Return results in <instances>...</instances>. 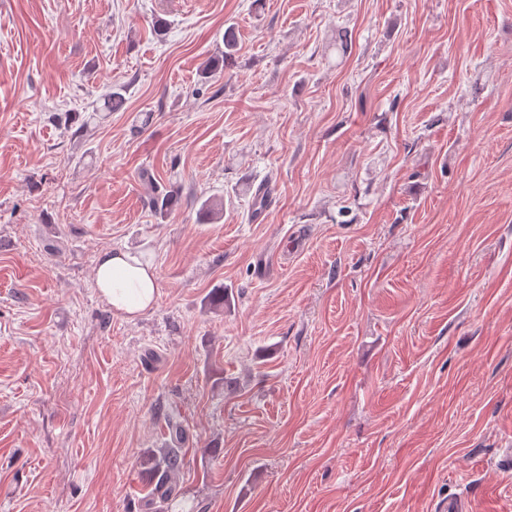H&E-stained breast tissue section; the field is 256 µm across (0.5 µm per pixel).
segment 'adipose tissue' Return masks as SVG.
<instances>
[{
  "label": "adipose tissue",
  "mask_w": 512,
  "mask_h": 512,
  "mask_svg": "<svg viewBox=\"0 0 512 512\" xmlns=\"http://www.w3.org/2000/svg\"><path fill=\"white\" fill-rule=\"evenodd\" d=\"M95 283L113 312L128 317L152 308L160 291L152 267L122 250L100 256Z\"/></svg>",
  "instance_id": "ef3b65f1"
}]
</instances>
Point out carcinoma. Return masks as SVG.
I'll return each mask as SVG.
<instances>
[{
	"label": "carcinoma",
	"instance_id": "cac0c4a2",
	"mask_svg": "<svg viewBox=\"0 0 512 512\" xmlns=\"http://www.w3.org/2000/svg\"><path fill=\"white\" fill-rule=\"evenodd\" d=\"M238 47V33L233 26L224 30V58H213L204 66L205 73L211 74L222 69V66L234 62ZM171 441L175 447L161 448L148 453L142 466L146 477L144 486L145 505L153 507L160 503L167 505L180 495L177 478L185 465L186 449L180 447L186 437V430L180 424L170 426Z\"/></svg>",
	"mask_w": 512,
	"mask_h": 512
}]
</instances>
